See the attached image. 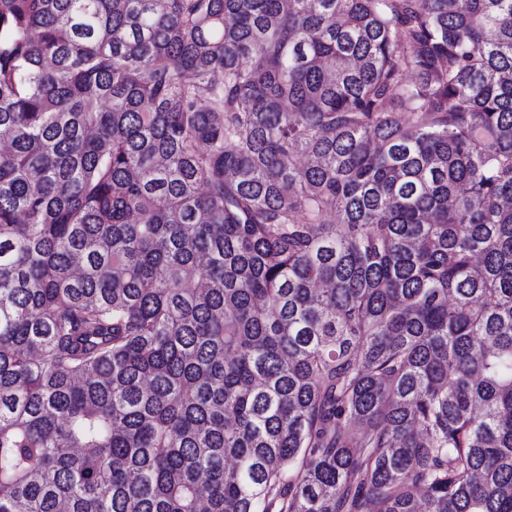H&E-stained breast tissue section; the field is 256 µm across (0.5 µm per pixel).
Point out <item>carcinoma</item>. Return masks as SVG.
I'll list each match as a JSON object with an SVG mask.
<instances>
[{"label":"carcinoma","mask_w":512,"mask_h":512,"mask_svg":"<svg viewBox=\"0 0 512 512\" xmlns=\"http://www.w3.org/2000/svg\"><path fill=\"white\" fill-rule=\"evenodd\" d=\"M0 133V512H512V0H0Z\"/></svg>","instance_id":"cac0c4a2"}]
</instances>
